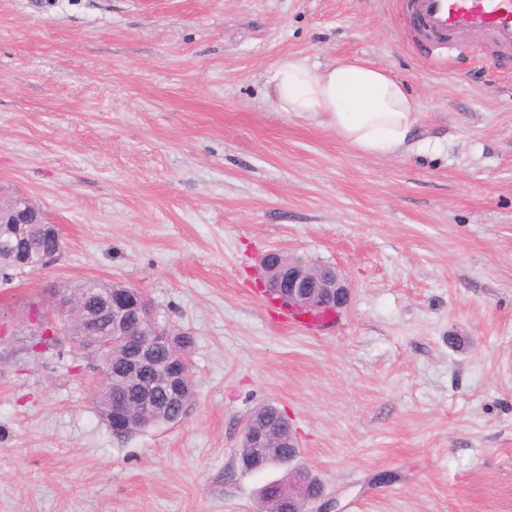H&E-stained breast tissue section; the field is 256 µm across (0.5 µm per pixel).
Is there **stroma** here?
Returning <instances> with one entry per match:
<instances>
[{"label": "stroma", "mask_w": 512, "mask_h": 512, "mask_svg": "<svg viewBox=\"0 0 512 512\" xmlns=\"http://www.w3.org/2000/svg\"><path fill=\"white\" fill-rule=\"evenodd\" d=\"M420 50L399 0H0V194L63 249L0 284V512H257L273 404L316 512H512V56ZM388 67L420 114L359 152L265 93L276 61ZM272 249L348 277L315 333L259 285ZM137 288L194 337L195 400L119 438L98 362L41 343L54 289ZM0 222L4 224V226L0 227V248H1V235L6 234L9 231L10 224H28L33 225L36 224L40 226L41 231L44 235L50 237H58L59 229L55 224H47L42 220L41 211L32 203V201L26 197L20 195L18 198V204L13 209L9 218L4 221L2 217H0ZM288 424V431L285 433L288 434V438L284 435V431H274L264 422H259L251 427H249V432L247 435V443L248 448H244V439L242 437L241 448H239V459L241 464L243 460L248 458L252 453V448L256 449V454L254 456V463L251 466L243 467L246 470H257L266 468L268 466L277 465V463L267 462L265 455L263 454L264 448H267V451L274 454L275 456H288V464L291 462L292 458H289L288 448H298L297 442L290 431L288 419H286ZM284 445H287L288 448H284Z\"/></svg>", "instance_id": "stroma-1"}]
</instances>
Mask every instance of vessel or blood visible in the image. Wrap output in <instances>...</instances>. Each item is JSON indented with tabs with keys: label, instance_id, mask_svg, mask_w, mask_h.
I'll return each mask as SVG.
<instances>
[{
	"label": "vessel or blood",
	"instance_id": "b4317fda",
	"mask_svg": "<svg viewBox=\"0 0 512 512\" xmlns=\"http://www.w3.org/2000/svg\"><path fill=\"white\" fill-rule=\"evenodd\" d=\"M401 9L421 46L450 42L465 57L471 52L465 35L483 31L497 47L512 49V0H403Z\"/></svg>",
	"mask_w": 512,
	"mask_h": 512
}]
</instances>
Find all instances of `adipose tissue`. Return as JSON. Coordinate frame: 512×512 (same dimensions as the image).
Masks as SVG:
<instances>
[{
    "label": "adipose tissue",
    "instance_id": "obj_1",
    "mask_svg": "<svg viewBox=\"0 0 512 512\" xmlns=\"http://www.w3.org/2000/svg\"><path fill=\"white\" fill-rule=\"evenodd\" d=\"M268 85L280 111L317 120L367 154L401 152L419 122L402 81L387 67L368 61L321 68L288 55L276 62Z\"/></svg>",
    "mask_w": 512,
    "mask_h": 512
}]
</instances>
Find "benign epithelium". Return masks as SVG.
Wrapping results in <instances>:
<instances>
[{
  "label": "benign epithelium",
  "instance_id": "benign-epithelium-1",
  "mask_svg": "<svg viewBox=\"0 0 512 512\" xmlns=\"http://www.w3.org/2000/svg\"><path fill=\"white\" fill-rule=\"evenodd\" d=\"M6 223L36 224L40 226L43 234L54 238L59 236L57 225L43 222L41 211L28 197L22 195ZM259 266L265 292L292 310L335 312L344 308L350 299V283L337 268H313L299 259L288 257L280 249L263 254ZM54 307L59 324L47 330L48 336L63 332L72 316V298L67 291L60 289L56 292ZM100 316H107L112 322V337L109 339L96 335L93 330V324ZM154 321L151 306L145 296L139 291L127 288H109L101 293L94 315L84 321L85 338L82 340L81 349L98 358L101 375L108 380L112 379V364L104 354L114 346L115 337H124L134 330L140 336L153 338L152 343L139 345L136 352L127 354L124 359L125 376L140 381L137 399L133 402L124 398L111 399L101 415L102 421L118 437L139 430L138 410L154 406L153 393L156 386H165L172 405L179 409L184 408L185 394L192 386L188 368L179 371L158 369L152 356L154 344L170 342L171 332L154 325ZM247 443L248 447L256 449L254 463L249 466L251 471L270 466L263 454L264 449L297 447L293 434L274 431L263 422L249 427ZM321 497L322 493L314 491L311 481L308 480L298 497L285 500L283 512H310L309 505Z\"/></svg>",
  "mask_w": 512,
  "mask_h": 512
}]
</instances>
